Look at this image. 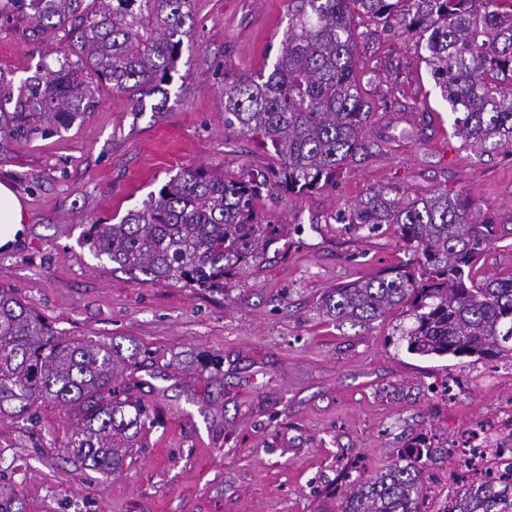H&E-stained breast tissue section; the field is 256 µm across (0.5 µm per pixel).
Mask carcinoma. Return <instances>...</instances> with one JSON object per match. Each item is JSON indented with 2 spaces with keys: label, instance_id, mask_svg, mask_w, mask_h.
Returning <instances> with one entry per match:
<instances>
[{
  "label": "carcinoma",
  "instance_id": "obj_1",
  "mask_svg": "<svg viewBox=\"0 0 512 512\" xmlns=\"http://www.w3.org/2000/svg\"><path fill=\"white\" fill-rule=\"evenodd\" d=\"M32 3L37 21L70 27L83 67L119 93L169 82L193 20V0ZM356 10L418 36L435 86L454 114L455 136L482 154L512 149V4L293 0L271 72L224 82V125L270 142L281 169L235 177L182 169L119 223L91 225L88 242L96 255L142 284L198 288H222L224 277L259 258L274 232L256 212L264 195L315 189L365 149L371 112L357 71ZM86 96L69 65L25 82L15 97L0 91V139L67 129L82 116ZM349 220L370 229L397 225L417 256L418 274L393 270L338 286L324 299L327 315L370 322L404 308L413 323L402 338L413 353L512 359V339H505L512 336V276L472 277L493 225L469 202L446 190L400 202L377 189ZM125 359L113 340L63 336L0 286V420L31 422L48 401L63 407L74 419L66 448L82 468L103 476L122 466L116 449L152 423L129 395L137 381L115 383ZM421 460L409 450L376 479L356 482L340 512H421ZM0 512H26L18 485L0 481ZM446 512H512V475L464 486Z\"/></svg>",
  "mask_w": 512,
  "mask_h": 512
}]
</instances>
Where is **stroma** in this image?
I'll return each instance as SVG.
<instances>
[{
    "instance_id": "1",
    "label": "stroma",
    "mask_w": 512,
    "mask_h": 512,
    "mask_svg": "<svg viewBox=\"0 0 512 512\" xmlns=\"http://www.w3.org/2000/svg\"><path fill=\"white\" fill-rule=\"evenodd\" d=\"M288 3L194 0L173 78L142 107L86 70L82 118L0 141V182L28 210L22 236L0 252V285L67 337L135 354L133 396L156 418L108 478L74 463L64 408L0 422V478L21 484L26 512H339L349 477L375 478L421 436V508L435 512L463 485L450 440L512 405V360L409 352L400 329L412 320L400 309L368 323L322 309L332 288L417 266L396 225L348 223L378 188L403 201L461 194L494 227L473 276L512 274V155L455 137L417 37L366 14L353 28L370 35L359 67L367 148L332 183L258 204L276 227L261 258L223 288H185L139 283L91 250V225L119 223L181 169L280 167L262 138L225 126L224 82L271 71ZM66 61H78L67 28L0 0L1 80L17 87ZM201 354L223 356L220 371H188Z\"/></svg>"
}]
</instances>
